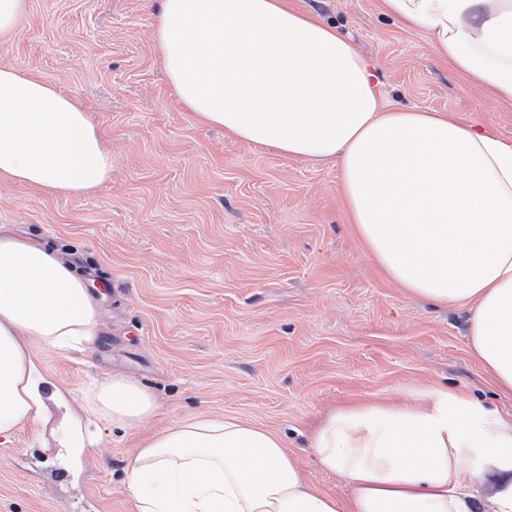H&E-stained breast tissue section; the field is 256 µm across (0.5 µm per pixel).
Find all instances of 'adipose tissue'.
<instances>
[{
  "label": "adipose tissue",
  "instance_id": "obj_1",
  "mask_svg": "<svg viewBox=\"0 0 512 512\" xmlns=\"http://www.w3.org/2000/svg\"><path fill=\"white\" fill-rule=\"evenodd\" d=\"M496 99L512 101V0H382ZM152 40L189 112L238 138L340 167L345 212L378 267L416 297L467 307L473 355L512 393V145L437 112L386 111L368 62L336 27L284 0H161ZM111 157L83 107L38 73L0 68V179L96 190ZM103 336L99 300L60 251L0 228V436L45 414L39 350ZM157 407L115 375L92 379L65 440L98 443ZM320 489L274 432L192 416L149 437L129 466L135 512H512V418L441 388L356 400L310 431ZM480 459L483 468L470 470Z\"/></svg>",
  "mask_w": 512,
  "mask_h": 512
}]
</instances>
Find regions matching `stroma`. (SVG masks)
<instances>
[{
  "instance_id": "stroma-1",
  "label": "stroma",
  "mask_w": 512,
  "mask_h": 512,
  "mask_svg": "<svg viewBox=\"0 0 512 512\" xmlns=\"http://www.w3.org/2000/svg\"><path fill=\"white\" fill-rule=\"evenodd\" d=\"M336 25L376 67L385 109L448 113L512 144V101L485 96L380 0H290ZM160 0H29L0 66L32 69L78 98L112 156L95 192L61 196L0 181V225L62 251L100 287L103 339L40 354L44 392L72 403L90 378L123 373L157 397L131 429L100 427L70 462L66 408L0 441V512H135L126 471L151 434L200 414L237 417L318 469L312 425L351 398L405 401L428 386L512 416L471 355L464 308L408 295L347 224L333 163L292 158L196 119L151 39Z\"/></svg>"
}]
</instances>
